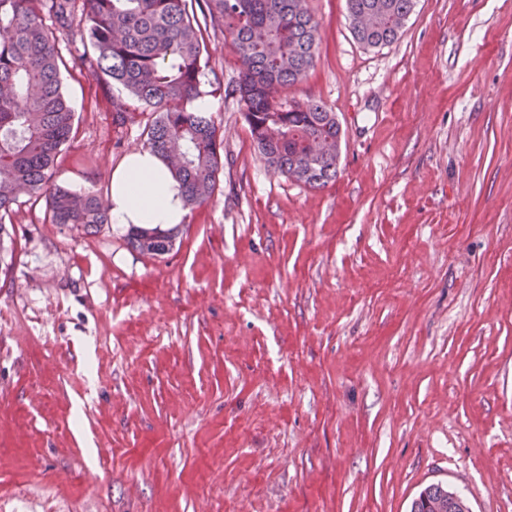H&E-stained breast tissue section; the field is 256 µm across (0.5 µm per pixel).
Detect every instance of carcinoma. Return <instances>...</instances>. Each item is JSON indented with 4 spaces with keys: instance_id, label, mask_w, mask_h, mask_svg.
Returning a JSON list of instances; mask_svg holds the SVG:
<instances>
[{
    "instance_id": "cac0c4a2",
    "label": "carcinoma",
    "mask_w": 512,
    "mask_h": 512,
    "mask_svg": "<svg viewBox=\"0 0 512 512\" xmlns=\"http://www.w3.org/2000/svg\"><path fill=\"white\" fill-rule=\"evenodd\" d=\"M355 39L366 48L394 42L413 0H346ZM231 38L239 62L233 92L253 114L250 137L267 165L313 189L336 180V156L308 159L311 138L340 150L336 113L321 102L288 101L283 94L314 65L317 23L307 0H204L202 17L189 0H0V242L5 216L21 196L45 202L54 224L86 235L108 223L101 195L51 183L74 127L75 113L62 86L61 43L77 34L92 51L72 57L75 67L120 84L129 98L152 112L145 146L170 159L186 206L209 202L217 187L223 139L194 102L201 97L208 28ZM175 230L134 228L128 244L158 257L173 246ZM444 500L460 512L452 492L430 485L414 512Z\"/></svg>"
}]
</instances>
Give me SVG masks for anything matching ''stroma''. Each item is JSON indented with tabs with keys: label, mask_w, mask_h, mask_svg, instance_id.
Returning a JSON list of instances; mask_svg holds the SVG:
<instances>
[{
	"label": "stroma",
	"mask_w": 512,
	"mask_h": 512,
	"mask_svg": "<svg viewBox=\"0 0 512 512\" xmlns=\"http://www.w3.org/2000/svg\"><path fill=\"white\" fill-rule=\"evenodd\" d=\"M289 97L342 129L311 189L270 170L209 31L212 201L150 258L20 197L0 262V512H410L439 484L512 512V0H415L367 49L308 0ZM54 181L109 190L150 112L62 72Z\"/></svg>",
	"instance_id": "1"
}]
</instances>
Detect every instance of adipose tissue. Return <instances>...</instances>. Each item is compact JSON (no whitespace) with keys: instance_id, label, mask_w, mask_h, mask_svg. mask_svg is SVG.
Returning <instances> with one entry per match:
<instances>
[{"instance_id":"adipose-tissue-1","label":"adipose tissue","mask_w":512,"mask_h":512,"mask_svg":"<svg viewBox=\"0 0 512 512\" xmlns=\"http://www.w3.org/2000/svg\"><path fill=\"white\" fill-rule=\"evenodd\" d=\"M108 204L111 222L121 232L134 226L177 227L187 215L179 181L147 149L130 153L114 168Z\"/></svg>"}]
</instances>
